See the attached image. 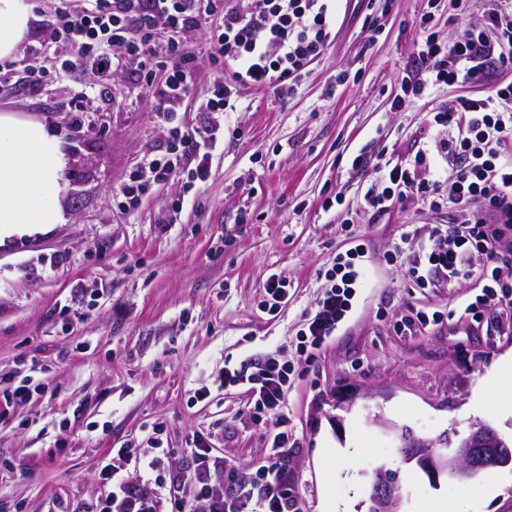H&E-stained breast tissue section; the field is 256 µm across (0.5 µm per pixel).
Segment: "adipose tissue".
I'll use <instances>...</instances> for the list:
<instances>
[{
    "label": "adipose tissue",
    "mask_w": 512,
    "mask_h": 512,
    "mask_svg": "<svg viewBox=\"0 0 512 512\" xmlns=\"http://www.w3.org/2000/svg\"><path fill=\"white\" fill-rule=\"evenodd\" d=\"M31 19L28 0H0V59L14 57ZM67 165L60 141L44 123L0 114V246L61 222Z\"/></svg>",
    "instance_id": "obj_1"
}]
</instances>
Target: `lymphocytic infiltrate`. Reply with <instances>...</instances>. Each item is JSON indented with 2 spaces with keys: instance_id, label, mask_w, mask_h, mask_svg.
<instances>
[{
  "instance_id": "obj_1",
  "label": "lymphocytic infiltrate",
  "mask_w": 512,
  "mask_h": 512,
  "mask_svg": "<svg viewBox=\"0 0 512 512\" xmlns=\"http://www.w3.org/2000/svg\"><path fill=\"white\" fill-rule=\"evenodd\" d=\"M36 43L26 45L23 69L29 90L65 77L91 73L100 86L121 73L139 82L161 113L182 111L199 56L228 69L217 76L195 107L192 123L172 127L165 150L148 154L140 167L116 189L113 199L122 213L138 211L153 185L188 173L186 189L206 181L211 149L224 132L220 113L233 112L248 88L291 92L295 80L314 63L335 37L331 0H50ZM431 14L420 25L425 33L414 65L402 73V93L392 107L404 109L431 87L467 86L488 80L495 69L512 67V0L470 18L451 41L432 32ZM66 56H58V47ZM435 125L451 129L443 140L456 163L451 185L426 162L425 151L413 159L380 167L381 187H368L364 202L383 214L412 199L428 209L456 213L454 224L432 227L429 246L414 257L413 283L425 287L428 277L446 281L471 275L472 249L483 250L481 275L488 285L483 297L468 303L472 313L487 300L512 306V267L499 265L504 228L512 226V85H497L484 97H458L448 110L436 112ZM365 248L355 245L337 256L324 274L315 310L302 337L316 348L334 336L353 309L366 271ZM228 384L246 385L256 418H273L276 432L269 462L254 478L237 482L232 495L222 490L224 461L208 441L196 444V464L184 481L193 488L189 501H177V512H294L295 496L283 469L290 437L282 410L288 395V369L266 355L255 373L228 370ZM129 444L112 449L113 460L99 475L110 491L94 512H155L151 496L120 474L119 461L132 454Z\"/></svg>"
}]
</instances>
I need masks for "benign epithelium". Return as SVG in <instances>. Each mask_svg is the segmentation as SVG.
<instances>
[{
    "label": "benign epithelium",
    "instance_id": "benign-epithelium-1",
    "mask_svg": "<svg viewBox=\"0 0 512 512\" xmlns=\"http://www.w3.org/2000/svg\"><path fill=\"white\" fill-rule=\"evenodd\" d=\"M403 459L420 468L432 482L471 479L486 471L512 465V444L493 427L474 423L464 436L454 430L432 442L401 435ZM402 486L395 473L381 467L374 473L368 512H401Z\"/></svg>",
    "mask_w": 512,
    "mask_h": 512
}]
</instances>
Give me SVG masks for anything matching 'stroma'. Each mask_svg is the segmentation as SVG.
Returning a JSON list of instances; mask_svg holds the SVG:
<instances>
[{"mask_svg":"<svg viewBox=\"0 0 512 512\" xmlns=\"http://www.w3.org/2000/svg\"><path fill=\"white\" fill-rule=\"evenodd\" d=\"M453 3L434 12L439 40L496 6L471 0L464 15ZM429 11L428 0H337L336 37L293 93L244 90L224 116L207 180L189 192L184 178L169 180L128 215L113 207V190L192 113L163 120L123 75L106 102L89 74L36 95L21 83L0 86V113L44 122L69 156L61 223L0 247V512H83L107 492L99 471L110 449L141 445L158 423L171 450L165 475L193 470L192 440L202 434L233 472L224 483L232 493L267 464L275 428L253 420L248 393L225 385L224 372L252 371L270 352L289 372L288 483L298 512L347 502L367 512L381 467L398 476L402 512H423L433 492L459 512H512L511 468L434 484L400 452L402 432L435 439L476 422L512 438V380H490L512 356V312L489 305L466 315L480 277L419 288L407 274L417 247L393 255L405 226L425 235L453 211L414 200L380 216L364 207L384 155L426 150L453 179L436 149L448 131L433 115L490 90L444 85L392 110ZM79 92L87 111L66 113ZM328 197L338 204L327 211ZM358 243L366 275L349 318L319 348L300 347L324 273ZM274 274L291 290L271 316L260 305ZM419 313L425 323L415 322ZM20 384L31 389L23 402L11 397ZM355 443L352 459L323 455ZM489 480L493 497L470 494Z\"/></svg>","mask_w":512,"mask_h":512,"instance_id":"obj_1","label":"stroma"}]
</instances>
